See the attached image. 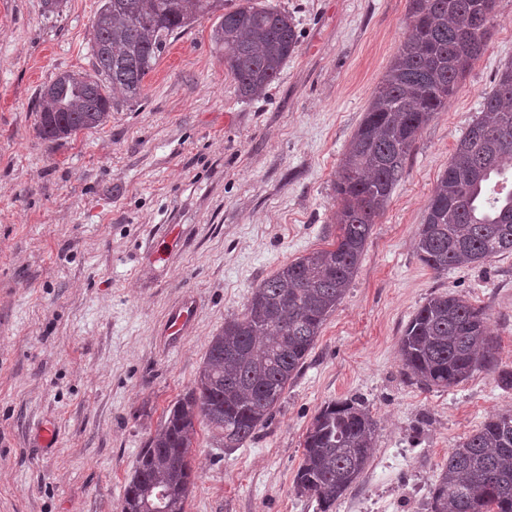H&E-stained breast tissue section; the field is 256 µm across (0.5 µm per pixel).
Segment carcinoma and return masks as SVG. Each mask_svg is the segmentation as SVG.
<instances>
[{"label": "carcinoma", "mask_w": 512, "mask_h": 512, "mask_svg": "<svg viewBox=\"0 0 512 512\" xmlns=\"http://www.w3.org/2000/svg\"><path fill=\"white\" fill-rule=\"evenodd\" d=\"M495 0H409L410 33L350 141L336 182L338 234L327 249L292 261L252 292L244 311L209 342L196 386L179 398L148 438L125 488L122 512H185L194 479L195 422L220 448L254 439L280 404L324 322L357 271L372 226L386 207L420 130L452 97L483 55ZM216 17L214 43L243 99L278 77L296 50L288 12L256 0L224 11V0H101L92 21V72H64L45 86L39 135L55 142L105 124L138 101L145 77L171 37ZM512 63L499 70L482 115L461 138L428 200L415 240L436 273L512 253ZM406 375L448 388L480 370L512 388L483 308L452 293L432 295L399 339ZM375 421L355 401L330 403L313 418L295 477L298 494L321 512L359 480L371 459ZM430 512H512V412L487 418L448 452Z\"/></svg>", "instance_id": "1"}]
</instances>
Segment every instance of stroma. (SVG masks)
I'll return each instance as SVG.
<instances>
[{
	"instance_id": "1",
	"label": "stroma",
	"mask_w": 512,
	"mask_h": 512,
	"mask_svg": "<svg viewBox=\"0 0 512 512\" xmlns=\"http://www.w3.org/2000/svg\"><path fill=\"white\" fill-rule=\"evenodd\" d=\"M288 12L296 52L238 96L202 18L171 41L137 104L101 128L39 136L41 89L92 69L100 0H0V512H121L167 408L195 385L209 340L256 286L337 234L346 147L408 35L409 0H261ZM485 54L420 132L358 271L280 407L240 448L197 424L186 512H320L294 478L334 402L377 422L371 463L332 512H428L456 447L512 411L496 373L425 390L398 339L430 295L482 307L512 368V254L438 274L414 249L431 191L512 62V0ZM194 304L191 330L170 312Z\"/></svg>"
}]
</instances>
